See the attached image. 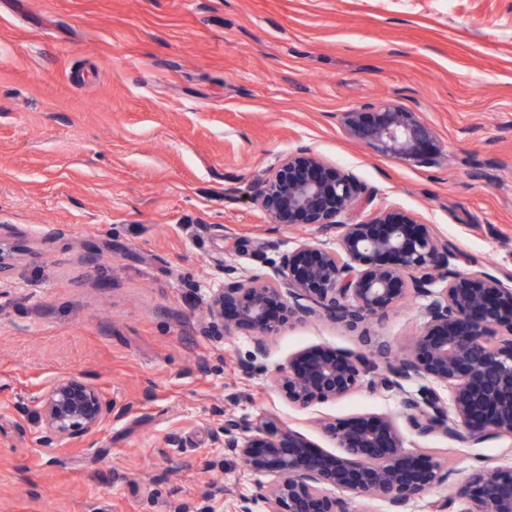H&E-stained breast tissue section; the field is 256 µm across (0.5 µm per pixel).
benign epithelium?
<instances>
[{"label":"benign epithelium","instance_id":"7a95c632","mask_svg":"<svg viewBox=\"0 0 512 512\" xmlns=\"http://www.w3.org/2000/svg\"><path fill=\"white\" fill-rule=\"evenodd\" d=\"M355 139L381 155L415 166L433 165L442 150L431 127L409 108L386 103L342 115ZM252 200L272 224L343 225L335 250L302 243L267 261L264 276L224 267L228 283L213 289V328L254 337L257 351L290 321L325 316L356 329L381 316L407 291L424 300V324L398 361L377 371L369 354L317 346L290 359L275 384L299 408L367 387L394 392L409 428L421 437L446 436L478 444L512 437V284L490 275L461 276L450 268L448 243L413 216L374 204L357 176L325 164L307 149L278 156L253 182ZM368 213L358 222L352 216ZM410 382L419 383L415 390ZM41 424L39 442L64 446L85 440L112 420V401L81 376L50 383L31 398ZM338 453L318 449L302 433L270 419L240 437L224 418V448L254 472L272 476L258 496L268 512H350L354 499L382 500L391 512L448 479L428 456L407 450L390 414L322 423ZM342 495L335 496L329 490ZM435 512H512V463L471 470Z\"/></svg>","mask_w":512,"mask_h":512}]
</instances>
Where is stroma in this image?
<instances>
[{"label": "stroma", "mask_w": 512, "mask_h": 512, "mask_svg": "<svg viewBox=\"0 0 512 512\" xmlns=\"http://www.w3.org/2000/svg\"><path fill=\"white\" fill-rule=\"evenodd\" d=\"M391 102L433 129L438 165L344 130L342 113ZM300 148L448 241L461 275L512 277V0H0V512H177L214 484V512L244 498L267 512L263 476L224 448L225 415L246 437L275 418L332 453L323 419L403 420L399 396L366 388L297 408L274 376L312 346L406 349L415 295L358 331L289 323L261 354L207 328L224 267L262 276L264 257L336 248L338 230L269 223L250 200L253 177ZM70 375L112 420L42 446L26 404ZM404 445L451 473L406 512L512 457L505 436Z\"/></svg>", "instance_id": "obj_1"}]
</instances>
